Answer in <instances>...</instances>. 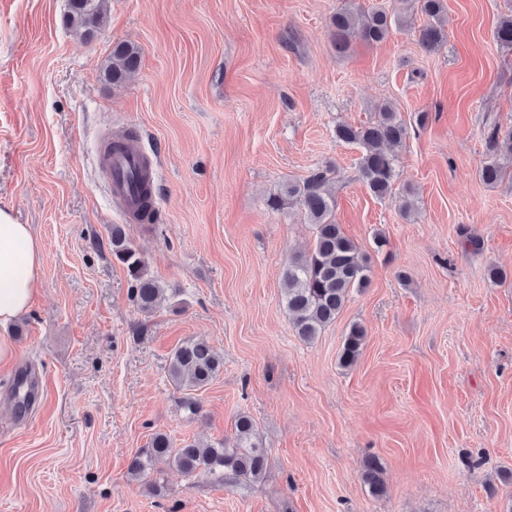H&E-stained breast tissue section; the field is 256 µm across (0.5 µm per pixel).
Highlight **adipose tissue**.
Instances as JSON below:
<instances>
[{
  "instance_id": "ef3b65f1",
  "label": "adipose tissue",
  "mask_w": 512,
  "mask_h": 512,
  "mask_svg": "<svg viewBox=\"0 0 512 512\" xmlns=\"http://www.w3.org/2000/svg\"><path fill=\"white\" fill-rule=\"evenodd\" d=\"M43 248L30 225L0 207V326L25 313L41 286Z\"/></svg>"
}]
</instances>
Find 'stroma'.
Returning <instances> with one entry per match:
<instances>
[{"instance_id": "35a3bbf8", "label": "stroma", "mask_w": 512, "mask_h": 512, "mask_svg": "<svg viewBox=\"0 0 512 512\" xmlns=\"http://www.w3.org/2000/svg\"><path fill=\"white\" fill-rule=\"evenodd\" d=\"M66 2L0 0V207L44 248L40 291L5 330L16 356L0 365V512H506L512 181L478 170L493 125H512V51L494 39L512 0H446L433 52L400 25L344 53L329 21L345 0H106L90 39L65 25ZM121 41L140 64L115 84ZM383 103L408 133L380 199L335 130L375 121ZM127 131L156 165L152 224H125L96 166ZM326 163L369 281L306 343L281 280L313 230L268 199ZM120 223L175 292L153 313L112 258ZM355 322L367 336L344 368ZM199 337L224 370L194 391L191 416L168 365ZM21 369L36 380L26 409ZM242 412L267 450L261 482L220 486L163 463L129 474L154 434L230 442ZM370 458L379 497L362 481ZM366 330L360 323H353L345 334L339 363L344 368L355 365L362 353Z\"/></svg>"}]
</instances>
